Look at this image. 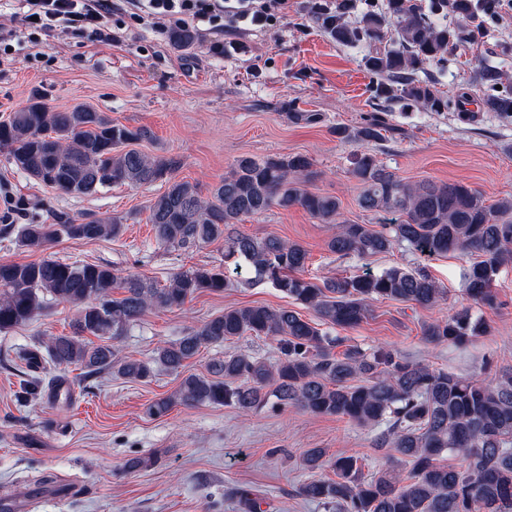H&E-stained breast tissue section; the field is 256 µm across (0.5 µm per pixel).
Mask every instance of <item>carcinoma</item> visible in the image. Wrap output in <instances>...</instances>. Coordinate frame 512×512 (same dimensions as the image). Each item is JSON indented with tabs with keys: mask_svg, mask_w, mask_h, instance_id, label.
Instances as JSON below:
<instances>
[{
	"mask_svg": "<svg viewBox=\"0 0 512 512\" xmlns=\"http://www.w3.org/2000/svg\"><path fill=\"white\" fill-rule=\"evenodd\" d=\"M354 0L326 4L314 0L311 15L336 43L368 47L366 69L382 78L375 93L430 112L448 109V99L432 81L417 73L438 67L462 30L448 26V14L470 21L480 13L494 16L495 0H384L368 8L358 23L347 20ZM173 47L186 50L195 33L186 27L170 32ZM468 84L479 86L480 108L512 120V75L481 60ZM336 135L363 143L382 138L370 122ZM148 137L142 128L116 123L90 107L52 112L39 98L0 121V152L17 171L61 194L86 197L122 185L165 190L149 207L158 245L192 249L224 241V258L245 263L294 301L312 309L316 320L294 310L267 305L228 307L224 313L191 327L177 341L157 348L155 362L179 372L201 349L245 334L278 341L281 358L266 363L246 353L214 359L207 374L182 378L170 396L146 407L162 417L176 405L233 406L248 414L267 405L296 406L316 415L348 419L375 427L376 446L399 455L390 465L362 476L353 455L327 459L323 448L305 451L307 469L325 466L337 479L311 478L297 494L330 512H512V372L473 380L404 359L386 349L352 346L338 356L339 339L322 329L354 328L367 318L370 302L388 299L437 307L447 292L424 273L396 265L380 275L331 278L304 276L307 250L278 237L254 238L235 225L279 208L299 206L324 223H336L327 243L341 257L384 254L404 244L427 257L457 252L478 257L466 272V295L480 309L495 311L500 301L491 282L512 257V199L493 203L459 182H411L380 164L370 152L354 155L350 174L363 185L357 205L385 221L382 229L354 221L336 222L338 199L300 184L316 175L311 159L243 156L233 170L203 197L197 185L168 177L177 162L135 148ZM124 224L110 217L73 219L59 213L53 221L34 218L9 225L21 247L47 250L62 238L96 241L116 238ZM231 287L223 266L191 267L157 285L138 275H120L109 265L63 262L46 256L36 262L0 261V332L44 315L52 301L70 304L76 313L69 335L50 336L41 347L46 362L78 366L91 376L117 368L131 380H145L151 367L116 358L115 343L148 310L181 309L196 295ZM120 296H114L115 291ZM490 322L464 306L423 325L435 345L465 348L491 333ZM97 341H92V338ZM457 455L463 464L440 463ZM411 466L404 477L402 464ZM241 512H263L261 500L247 490L235 492Z\"/></svg>",
	"mask_w": 512,
	"mask_h": 512,
	"instance_id": "carcinoma-1",
	"label": "carcinoma"
}]
</instances>
